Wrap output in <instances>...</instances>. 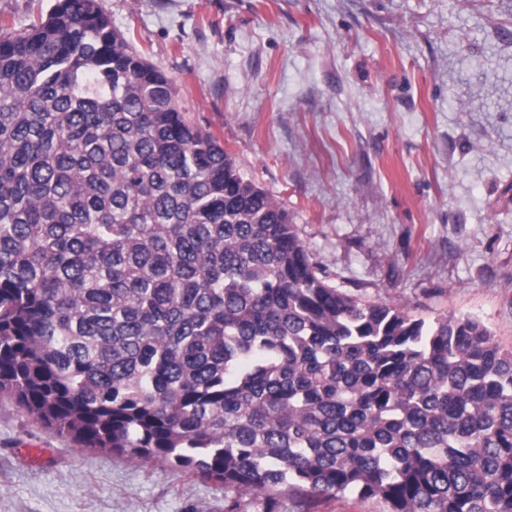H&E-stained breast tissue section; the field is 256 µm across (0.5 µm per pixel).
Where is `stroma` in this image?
Masks as SVG:
<instances>
[{"label": "stroma", "instance_id": "stroma-1", "mask_svg": "<svg viewBox=\"0 0 512 512\" xmlns=\"http://www.w3.org/2000/svg\"><path fill=\"white\" fill-rule=\"evenodd\" d=\"M329 283L512 347V0H98ZM54 0H0L23 30ZM0 512H225L0 396Z\"/></svg>", "mask_w": 512, "mask_h": 512}]
</instances>
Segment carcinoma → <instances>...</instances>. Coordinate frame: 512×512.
Returning a JSON list of instances; mask_svg holds the SVG:
<instances>
[{
  "mask_svg": "<svg viewBox=\"0 0 512 512\" xmlns=\"http://www.w3.org/2000/svg\"><path fill=\"white\" fill-rule=\"evenodd\" d=\"M0 394L228 512H512V350L330 285L98 0L0 33ZM317 512H380L382 507L372 499L346 495L329 499L320 504Z\"/></svg>",
  "mask_w": 512,
  "mask_h": 512,
  "instance_id": "1",
  "label": "carcinoma"
}]
</instances>
